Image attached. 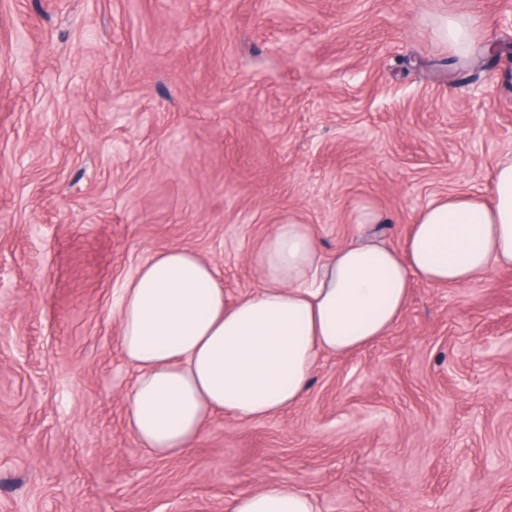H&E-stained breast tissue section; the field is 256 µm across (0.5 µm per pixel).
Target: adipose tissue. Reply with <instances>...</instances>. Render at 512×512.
Segmentation results:
<instances>
[{
    "instance_id": "ef3b65f1",
    "label": "adipose tissue",
    "mask_w": 512,
    "mask_h": 512,
    "mask_svg": "<svg viewBox=\"0 0 512 512\" xmlns=\"http://www.w3.org/2000/svg\"><path fill=\"white\" fill-rule=\"evenodd\" d=\"M253 292L233 299L212 265L170 248L128 280L112 315L136 379L127 424L152 455L177 458L221 413L240 421L293 408L322 356H344L386 336L413 281L463 287L512 267V158L489 194L432 201L403 246L374 239L324 254L307 225H275L252 257ZM229 512H319L295 487L267 484L235 495Z\"/></svg>"
}]
</instances>
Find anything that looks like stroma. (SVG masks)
Listing matches in <instances>:
<instances>
[{
    "mask_svg": "<svg viewBox=\"0 0 512 512\" xmlns=\"http://www.w3.org/2000/svg\"><path fill=\"white\" fill-rule=\"evenodd\" d=\"M501 43L459 71L439 17ZM512 157V0H0V512H227L266 484L320 512H512V269L413 282L277 416L151 455L110 311L154 253L233 296L274 225L400 247ZM379 215L376 224L365 214Z\"/></svg>",
    "mask_w": 512,
    "mask_h": 512,
    "instance_id": "1",
    "label": "stroma"
}]
</instances>
